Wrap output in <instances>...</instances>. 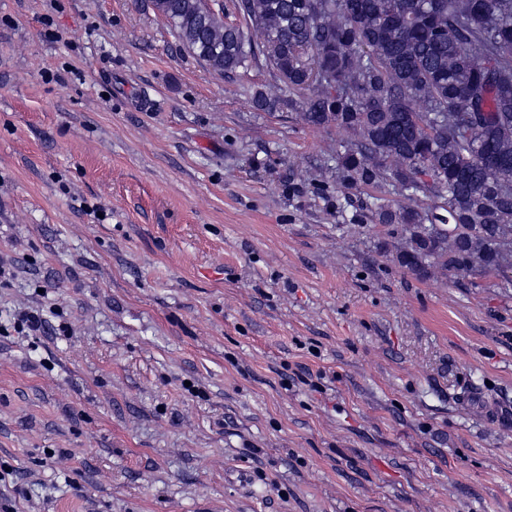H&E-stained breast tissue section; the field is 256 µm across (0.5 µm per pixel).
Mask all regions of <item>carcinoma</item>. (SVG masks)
<instances>
[{
	"instance_id": "obj_1",
	"label": "carcinoma",
	"mask_w": 512,
	"mask_h": 512,
	"mask_svg": "<svg viewBox=\"0 0 512 512\" xmlns=\"http://www.w3.org/2000/svg\"><path fill=\"white\" fill-rule=\"evenodd\" d=\"M182 46L213 71L262 62L313 128L350 140L336 174L350 189L388 185L441 200L378 204L400 239L395 262L422 277L495 272L512 259V0H150Z\"/></svg>"
}]
</instances>
